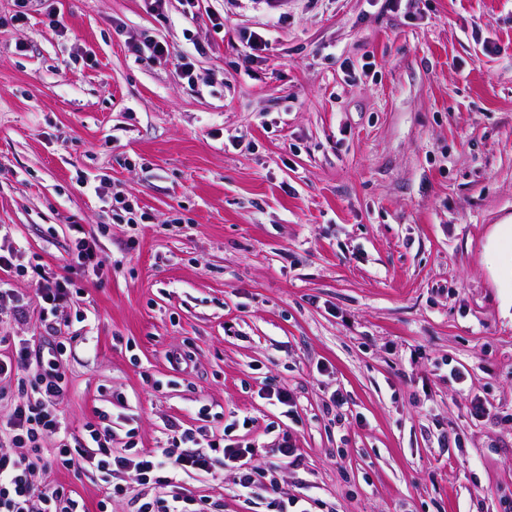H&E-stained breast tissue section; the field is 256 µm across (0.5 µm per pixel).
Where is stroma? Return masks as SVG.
Instances as JSON below:
<instances>
[{
	"label": "stroma",
	"mask_w": 512,
	"mask_h": 512,
	"mask_svg": "<svg viewBox=\"0 0 512 512\" xmlns=\"http://www.w3.org/2000/svg\"><path fill=\"white\" fill-rule=\"evenodd\" d=\"M54 6L55 30L0 0V225L77 293L49 329L11 279L29 314L0 302V336L65 345L67 434L99 409L115 447L203 427L262 467L285 432L302 464L280 496L309 512H512V0ZM145 34L173 56L141 59ZM35 483L86 512L141 491L124 471ZM183 485L269 512L219 454ZM74 248L77 251L78 258L82 260L83 271L88 274L90 272L97 274L101 269L102 263L96 255L95 244L85 237H80L75 239Z\"/></svg>",
	"instance_id": "35a3bbf8"
}]
</instances>
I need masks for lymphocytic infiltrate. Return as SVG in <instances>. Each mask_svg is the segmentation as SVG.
<instances>
[{
	"instance_id": "f902f5d3",
	"label": "lymphocytic infiltrate",
	"mask_w": 512,
	"mask_h": 512,
	"mask_svg": "<svg viewBox=\"0 0 512 512\" xmlns=\"http://www.w3.org/2000/svg\"><path fill=\"white\" fill-rule=\"evenodd\" d=\"M0 274L7 277H30L41 299L40 318L56 316L73 293L74 283L43 267H26L18 261L12 243H0ZM30 352L27 346L15 345L8 359L0 358V380L16 378L18 398L11 414L0 419V435H8L13 448L0 451V512H79L78 503L64 486L55 485L37 490L34 477L50 462L64 468L93 466L102 473L134 470L140 485L159 486L158 494H141L134 500V512H211L203 496H194L182 485L183 477L210 473V454L215 441H208L206 450H196L201 437L193 429H177L168 447L142 450L129 454L114 450L112 432L98 423H86L87 442H70L62 432L59 406L66 390V377L60 353H53L41 365L33 382H25ZM53 443L54 459L43 457L45 443ZM95 451H88L87 443ZM224 464L235 473V485L245 497L275 494L280 490L278 472L300 466L302 457L289 437H279L272 455L274 466L250 465L249 445L231 443L223 448Z\"/></svg>"
}]
</instances>
